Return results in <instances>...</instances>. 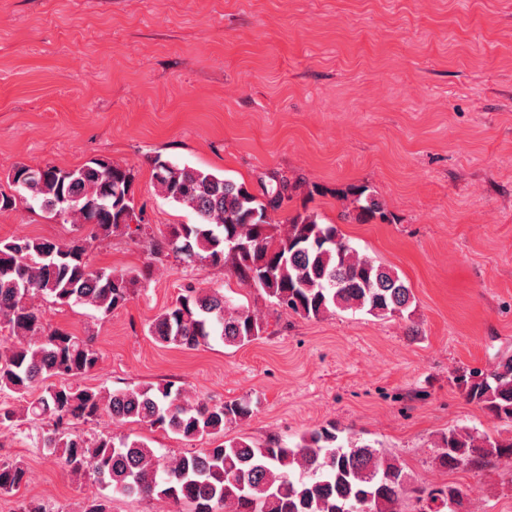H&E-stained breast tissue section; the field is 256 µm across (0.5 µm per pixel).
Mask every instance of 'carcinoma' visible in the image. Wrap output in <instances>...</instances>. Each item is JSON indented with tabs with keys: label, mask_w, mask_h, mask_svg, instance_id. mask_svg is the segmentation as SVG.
I'll return each instance as SVG.
<instances>
[{
	"label": "carcinoma",
	"mask_w": 512,
	"mask_h": 512,
	"mask_svg": "<svg viewBox=\"0 0 512 512\" xmlns=\"http://www.w3.org/2000/svg\"><path fill=\"white\" fill-rule=\"evenodd\" d=\"M158 195L192 211V224H169L163 241L149 244V260L135 275L90 264L99 236L131 232L151 238L135 202L133 170L104 158L63 168L17 165L8 174L13 193L0 191V211L19 199L64 224L70 239L15 236L0 239V391L32 397L17 411L0 408V431H13L32 416L50 426L43 437L58 464L73 477L91 476L112 496L144 495L182 502L190 512H399L410 476L400 460L329 422L303 433L292 447L277 439H224L226 426L249 418L244 401L219 404L191 399L172 382L124 389L75 386L71 380L95 370L100 352L92 338L43 321L36 301L82 305L105 319L131 298L139 279L175 259L228 268L261 298L307 319L336 311L364 312L377 319L412 314V289L393 269L358 252L334 224L303 210L275 222L270 212L288 206L298 185L280 176L256 195L243 183L151 158ZM356 217L390 221L384 204L365 185L349 191ZM90 232L82 234L83 227ZM267 325L248 306L236 305L220 289L188 288L148 327L164 347L195 350L211 340L242 347L263 336ZM453 382L467 401L512 423V355L500 358L475 380L465 370ZM147 423L185 440H210L192 453L165 456L138 436L100 433L77 424ZM434 462L453 471L483 470L512 457V435L492 436L452 428L435 443ZM18 460H0V494L27 483ZM441 499L443 508L419 512H463L455 484L419 489L417 500ZM80 512H111V496L87 499Z\"/></svg>",
	"instance_id": "1"
}]
</instances>
